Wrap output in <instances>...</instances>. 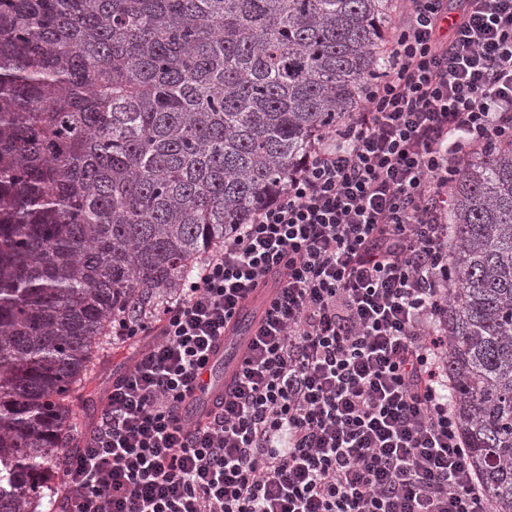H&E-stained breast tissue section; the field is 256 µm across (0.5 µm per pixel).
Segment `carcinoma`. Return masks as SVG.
Instances as JSON below:
<instances>
[{
    "label": "carcinoma",
    "mask_w": 512,
    "mask_h": 512,
    "mask_svg": "<svg viewBox=\"0 0 512 512\" xmlns=\"http://www.w3.org/2000/svg\"><path fill=\"white\" fill-rule=\"evenodd\" d=\"M394 2L0 0V512H62L112 320L163 306L357 109ZM448 195L452 408L512 512V142Z\"/></svg>",
    "instance_id": "carcinoma-1"
}]
</instances>
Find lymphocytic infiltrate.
<instances>
[{"label":"lymphocytic infiltrate","instance_id":"obj_1","mask_svg":"<svg viewBox=\"0 0 512 512\" xmlns=\"http://www.w3.org/2000/svg\"><path fill=\"white\" fill-rule=\"evenodd\" d=\"M356 112L156 311L112 379L67 512H492L451 407L448 186L512 140V0H408ZM224 396L182 407L244 302Z\"/></svg>","mask_w":512,"mask_h":512}]
</instances>
